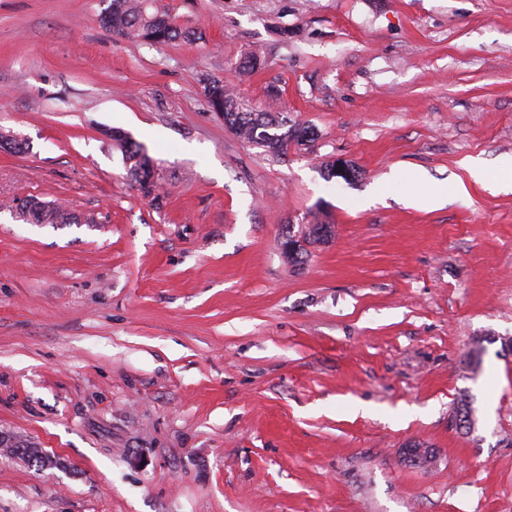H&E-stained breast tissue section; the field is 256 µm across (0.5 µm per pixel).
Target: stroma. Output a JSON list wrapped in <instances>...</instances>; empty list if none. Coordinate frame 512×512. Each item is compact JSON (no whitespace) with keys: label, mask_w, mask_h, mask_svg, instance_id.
<instances>
[{"label":"stroma","mask_w":512,"mask_h":512,"mask_svg":"<svg viewBox=\"0 0 512 512\" xmlns=\"http://www.w3.org/2000/svg\"><path fill=\"white\" fill-rule=\"evenodd\" d=\"M109 3L0 0V432L65 464L0 455V512H512V192L463 166L512 156V0H161L191 36L157 47ZM208 79L313 141L265 155ZM112 141L121 151L124 164L139 190L146 196L154 194L158 186L154 161L144 146L121 131H113ZM467 170L469 171L471 179L476 183L484 187L485 189L496 190V191H507L512 190V179L511 182L494 183L489 180L488 174L485 170L484 165L478 160H471L467 162ZM21 213L20 220L26 224H73L77 218L63 207L50 202L29 198L15 206ZM327 228L328 231L331 230V226L329 224H308L307 227H305V231L301 232V235L298 236L294 233V230H291L290 226L288 227L287 231L285 232V235L283 236L286 238L285 245H284V254L285 257L288 259V262L293 265H301L305 262V255L306 250L304 248L303 242L310 243L312 241L320 240L321 237L318 236V232L320 229ZM290 244H296L297 248H286V245ZM288 245V246H289Z\"/></svg>","instance_id":"35a3bbf8"}]
</instances>
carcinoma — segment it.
Returning <instances> with one entry per match:
<instances>
[{"instance_id": "1", "label": "carcinoma", "mask_w": 512, "mask_h": 512, "mask_svg": "<svg viewBox=\"0 0 512 512\" xmlns=\"http://www.w3.org/2000/svg\"><path fill=\"white\" fill-rule=\"evenodd\" d=\"M99 23L118 36H134L146 45L171 43L189 37L176 18L161 10L157 0H111L108 9L99 16ZM205 93L214 112L227 117L229 129L244 142L262 148L272 157L280 159L288 154V146L302 145L314 133L308 128L288 125L283 112L260 109L252 102L236 95L224 82L213 80L206 84ZM112 141L121 151L124 164L146 196L155 193L154 161L143 145L120 131L112 132ZM21 213L20 220L27 224H75L77 218L63 207L29 198L15 206ZM330 225L309 224L297 235L285 232V257L293 265L305 262L304 243L319 240L318 232Z\"/></svg>"}]
</instances>
